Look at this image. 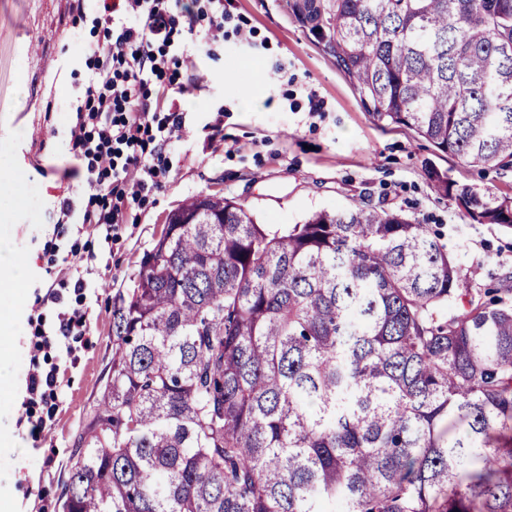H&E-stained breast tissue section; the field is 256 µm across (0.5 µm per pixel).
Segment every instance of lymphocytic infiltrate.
Returning <instances> with one entry per match:
<instances>
[{"instance_id": "f902f5d3", "label": "lymphocytic infiltrate", "mask_w": 512, "mask_h": 512, "mask_svg": "<svg viewBox=\"0 0 512 512\" xmlns=\"http://www.w3.org/2000/svg\"><path fill=\"white\" fill-rule=\"evenodd\" d=\"M105 45L86 85L71 141L87 161L88 204L84 224H119L117 205L159 186L162 154L183 128L182 115L168 110L165 92L152 85L179 83L188 44L212 45L224 33V0H206L199 14L180 19L176 0H97Z\"/></svg>"}]
</instances>
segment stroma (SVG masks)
<instances>
[{"instance_id":"1","label":"stroma","mask_w":512,"mask_h":512,"mask_svg":"<svg viewBox=\"0 0 512 512\" xmlns=\"http://www.w3.org/2000/svg\"><path fill=\"white\" fill-rule=\"evenodd\" d=\"M291 2L224 0L223 42L196 47L180 76L195 90L169 98L185 125L164 152L162 184L126 203L125 223L109 231L58 221L64 203L79 210L88 202L70 127L103 39L96 7L78 18L70 0H0V170L21 187L16 200L0 202V238L31 264L9 299L0 371L21 381L35 367L53 371L57 392L47 402L0 392V502L10 512H62L72 455L111 369L113 306L133 288L167 214L189 198L235 199L262 224H299L365 198L440 233L475 287H502L512 273V229L470 223L426 169L509 195L512 171L466 165L377 126ZM244 85L252 89L246 104ZM73 309L84 315L82 334L56 335L59 313Z\"/></svg>"}]
</instances>
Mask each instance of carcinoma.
Masks as SVG:
<instances>
[{
  "label": "carcinoma",
  "mask_w": 512,
  "mask_h": 512,
  "mask_svg": "<svg viewBox=\"0 0 512 512\" xmlns=\"http://www.w3.org/2000/svg\"><path fill=\"white\" fill-rule=\"evenodd\" d=\"M292 9L377 125L512 169V0ZM427 175L512 228V196ZM169 219L63 512H512V304L427 225L362 201L260 224L216 195Z\"/></svg>",
  "instance_id": "cac0c4a2"
}]
</instances>
